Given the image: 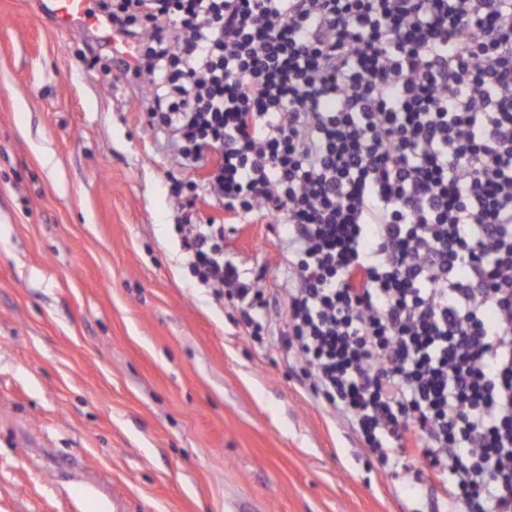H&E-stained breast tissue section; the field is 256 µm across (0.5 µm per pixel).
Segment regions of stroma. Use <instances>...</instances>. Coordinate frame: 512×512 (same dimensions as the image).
<instances>
[{"mask_svg": "<svg viewBox=\"0 0 512 512\" xmlns=\"http://www.w3.org/2000/svg\"><path fill=\"white\" fill-rule=\"evenodd\" d=\"M147 93L41 0H0V512H444L192 276L176 226L224 209L173 201L206 171L146 127ZM224 253L286 287L269 217Z\"/></svg>", "mask_w": 512, "mask_h": 512, "instance_id": "stroma-1", "label": "stroma"}]
</instances>
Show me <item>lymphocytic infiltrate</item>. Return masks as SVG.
<instances>
[{"label": "lymphocytic infiltrate", "instance_id": "1", "mask_svg": "<svg viewBox=\"0 0 512 512\" xmlns=\"http://www.w3.org/2000/svg\"><path fill=\"white\" fill-rule=\"evenodd\" d=\"M144 118L230 219L276 217L265 295L224 227L191 272L272 327L365 448L457 512H512V0H100Z\"/></svg>", "mask_w": 512, "mask_h": 512}]
</instances>
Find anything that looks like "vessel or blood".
<instances>
[{
  "mask_svg": "<svg viewBox=\"0 0 512 512\" xmlns=\"http://www.w3.org/2000/svg\"><path fill=\"white\" fill-rule=\"evenodd\" d=\"M43 10L54 26L67 34L94 33L108 43L112 54L126 71H133L137 49L133 42L114 32L101 14L92 12L89 0H42Z\"/></svg>",
  "mask_w": 512,
  "mask_h": 512,
  "instance_id": "1",
  "label": "vessel or blood"
}]
</instances>
